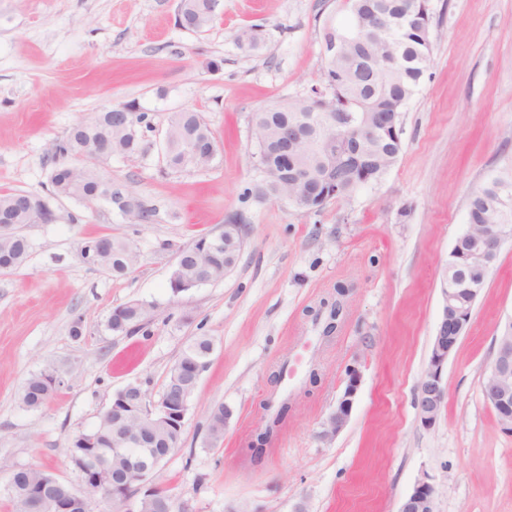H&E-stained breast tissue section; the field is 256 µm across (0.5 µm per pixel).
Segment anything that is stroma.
Instances as JSON below:
<instances>
[{
  "label": "stroma",
  "instance_id": "1",
  "mask_svg": "<svg viewBox=\"0 0 512 512\" xmlns=\"http://www.w3.org/2000/svg\"><path fill=\"white\" fill-rule=\"evenodd\" d=\"M178 3L0 0V195H48L56 143L99 112L133 104L150 122L138 153L101 166L127 183L149 221L59 199L53 223L8 227L29 251L21 267L0 271V512H13L6 486L17 467L82 488L68 457L76 436L127 384L158 401L201 335L213 342L210 366L177 450L151 479L191 512H399L425 475L436 512H512V433L481 393L512 320V242L448 357L432 428L414 406L468 197L512 175V0H430L431 62L402 113L397 162L316 213L256 195L265 174L253 119L321 85V29L328 19L346 24L344 0H221L202 33L176 25ZM249 28L258 50L237 42ZM184 110L202 114L216 152L175 171L162 143L168 117ZM235 215L246 237L233 270L172 293L178 250ZM102 236L136 252L126 275L82 262L81 243ZM340 287L344 322L325 338L312 315ZM131 301L149 305L144 325L112 331L113 310ZM352 364L362 379L350 421L324 435ZM48 367L60 385L26 407V380ZM283 401L286 424L252 462L268 404ZM219 405L232 417L215 444L207 424Z\"/></svg>",
  "mask_w": 512,
  "mask_h": 512
}]
</instances>
